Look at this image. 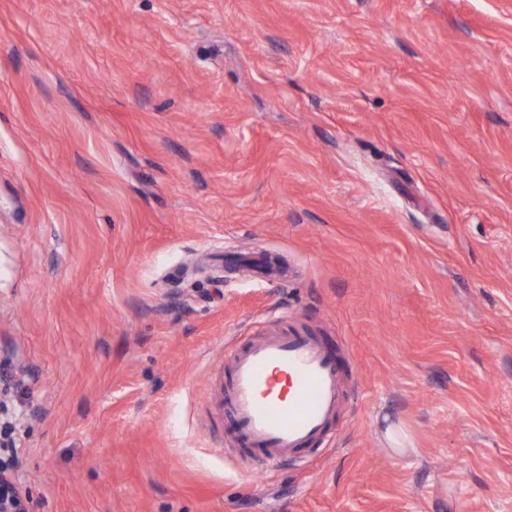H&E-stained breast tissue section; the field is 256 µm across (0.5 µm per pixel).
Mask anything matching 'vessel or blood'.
<instances>
[{
  "instance_id": "b4317fda",
  "label": "vessel or blood",
  "mask_w": 512,
  "mask_h": 512,
  "mask_svg": "<svg viewBox=\"0 0 512 512\" xmlns=\"http://www.w3.org/2000/svg\"><path fill=\"white\" fill-rule=\"evenodd\" d=\"M223 374L213 403L229 414L241 452L259 450L268 469L321 440L346 386L334 349L302 328L251 337L231 352Z\"/></svg>"
}]
</instances>
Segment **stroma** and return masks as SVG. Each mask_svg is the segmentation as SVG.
<instances>
[{
  "label": "stroma",
  "mask_w": 512,
  "mask_h": 512,
  "mask_svg": "<svg viewBox=\"0 0 512 512\" xmlns=\"http://www.w3.org/2000/svg\"><path fill=\"white\" fill-rule=\"evenodd\" d=\"M301 326L343 409L250 470ZM0 359L38 512H512V0H0ZM223 374L210 402L229 414L239 450L258 449L266 469L321 440L346 386L334 349L302 328L252 336L231 352Z\"/></svg>",
  "instance_id": "1"
}]
</instances>
